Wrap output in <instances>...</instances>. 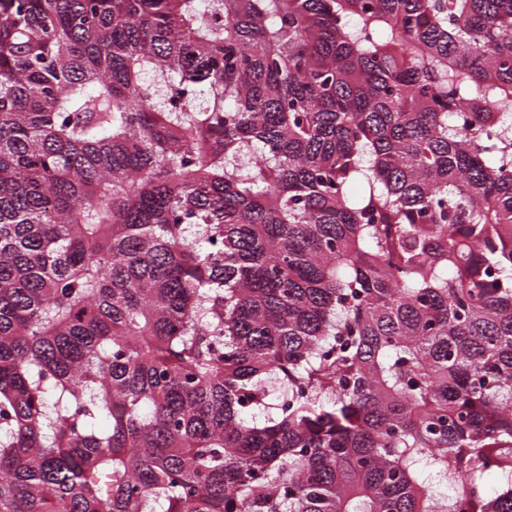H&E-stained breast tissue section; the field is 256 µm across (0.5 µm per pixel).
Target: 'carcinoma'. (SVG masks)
Returning <instances> with one entry per match:
<instances>
[{"instance_id": "carcinoma-1", "label": "carcinoma", "mask_w": 512, "mask_h": 512, "mask_svg": "<svg viewBox=\"0 0 512 512\" xmlns=\"http://www.w3.org/2000/svg\"><path fill=\"white\" fill-rule=\"evenodd\" d=\"M444 506L512 512V0H0V512Z\"/></svg>"}]
</instances>
